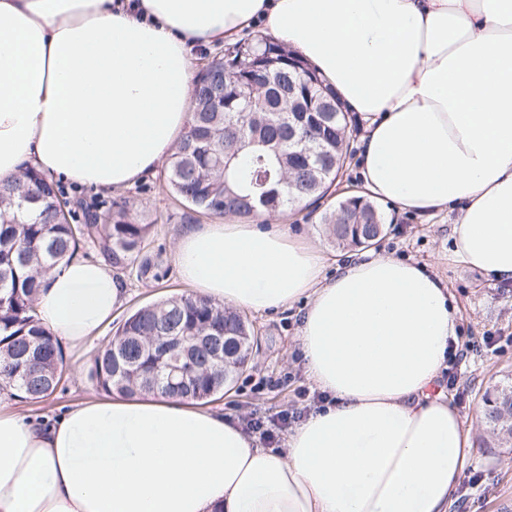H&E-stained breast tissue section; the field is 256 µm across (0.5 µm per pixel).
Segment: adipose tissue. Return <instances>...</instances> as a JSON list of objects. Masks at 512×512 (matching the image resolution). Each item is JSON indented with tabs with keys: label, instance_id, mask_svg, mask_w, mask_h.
<instances>
[{
	"label": "adipose tissue",
	"instance_id": "ef3b65f1",
	"mask_svg": "<svg viewBox=\"0 0 512 512\" xmlns=\"http://www.w3.org/2000/svg\"><path fill=\"white\" fill-rule=\"evenodd\" d=\"M295 51L363 128L364 194L456 212L454 253L512 280V0H0V182L26 167L113 192L183 133L195 48L257 27ZM197 295L263 314L305 301L302 367L322 405L283 449L157 393L42 420L0 404V512H449L473 448L434 389L459 314L425 266L321 250L228 218L175 246ZM127 299L105 261L41 278L36 313L87 350Z\"/></svg>",
	"mask_w": 512,
	"mask_h": 512
}]
</instances>
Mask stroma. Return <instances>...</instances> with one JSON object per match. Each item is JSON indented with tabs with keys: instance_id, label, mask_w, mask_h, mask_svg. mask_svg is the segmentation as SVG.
<instances>
[{
	"instance_id": "1",
	"label": "stroma",
	"mask_w": 512,
	"mask_h": 512,
	"mask_svg": "<svg viewBox=\"0 0 512 512\" xmlns=\"http://www.w3.org/2000/svg\"><path fill=\"white\" fill-rule=\"evenodd\" d=\"M68 199H84L111 208L113 202L129 200L138 215L156 219L149 236V248L161 255L164 276L157 281H140L126 275L128 298L112 315L104 329L112 338L117 325L135 309L174 294L189 292L177 272L173 242L183 225L209 224L212 216L189 210L175 200L167 186V170L132 188L112 193L66 188ZM382 212L391 226L390 232L370 252L415 262L427 267L447 286L459 309L460 345L469 346L467 358L450 360L451 379H439L438 387L450 394L469 431L474 453L464 470L456 492L452 512H505L512 504V447L501 448L487 438L477 415L483 393L495 386L507 372H512V282L487 279L482 273L458 264L454 257L452 225L454 216L438 213L421 216L400 212L386 205ZM266 229L289 228L296 236L311 240L328 259L326 273H334V261L340 249L329 239L318 214L304 211L277 216L265 224ZM257 330L260 349L233 387L212 401L213 409L248 422L253 418H270L303 407H316L317 390L298 364L301 313H249ZM93 352L83 356L65 354V377L58 389L45 401H25L18 408L28 414L53 418L71 404L100 396L101 391L90 376ZM307 399H300V392Z\"/></svg>"
}]
</instances>
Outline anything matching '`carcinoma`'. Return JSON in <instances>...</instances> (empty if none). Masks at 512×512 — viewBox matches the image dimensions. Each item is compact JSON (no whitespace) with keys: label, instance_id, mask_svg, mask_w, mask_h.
Returning <instances> with one entry per match:
<instances>
[{"label":"carcinoma","instance_id":"1","mask_svg":"<svg viewBox=\"0 0 512 512\" xmlns=\"http://www.w3.org/2000/svg\"><path fill=\"white\" fill-rule=\"evenodd\" d=\"M300 58L268 38L243 40L208 59L194 95L191 122L167 162L170 191L194 211L252 221L255 198L285 215L310 207L335 185L347 158L351 120L333 89L312 92L293 64ZM296 84L295 97L278 99ZM302 141L294 155L288 137ZM71 201L25 168L0 185V390L38 402L59 385L63 357L36 317L40 275L85 243L98 244L120 271L157 280L159 262L143 254L150 225L127 205L103 212L78 202L83 223L71 222ZM329 237L347 248L370 247L388 232L379 207L362 196L320 216ZM166 336H184L192 349L185 382L169 383L158 363ZM198 336H228L226 360H213ZM257 341L237 309L192 294L169 296L129 315L93 359L91 376L111 394L154 393L207 403L247 367ZM480 415L499 441L512 440V384L483 396Z\"/></svg>","mask_w":512,"mask_h":512}]
</instances>
